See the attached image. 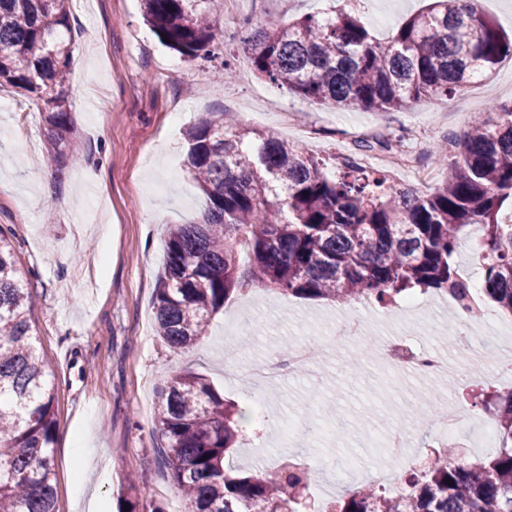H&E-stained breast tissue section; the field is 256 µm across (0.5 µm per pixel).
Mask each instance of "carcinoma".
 Returning a JSON list of instances; mask_svg holds the SVG:
<instances>
[{"instance_id": "1", "label": "carcinoma", "mask_w": 512, "mask_h": 512, "mask_svg": "<svg viewBox=\"0 0 512 512\" xmlns=\"http://www.w3.org/2000/svg\"><path fill=\"white\" fill-rule=\"evenodd\" d=\"M70 0H0V85L25 97L46 124V157L67 163L73 59ZM224 0H142V16L167 47L189 60L223 58ZM256 74L300 98L335 108L404 112L425 98L461 94L512 57V36L476 5L432 0L379 41L354 9L305 14L288 25L252 27ZM497 119L476 117L450 157L434 162L448 179L429 195L392 183L348 158L332 178L300 144L219 117L185 131L187 163L206 199L202 224H176L154 293L156 333L175 350L194 347L233 295L256 288L341 305L382 309L416 291L469 307L471 286L453 260L460 235L482 227L476 254L482 297L512 316V103ZM14 234L0 227V512H58V429L51 372L40 357L30 272L15 259ZM500 438L490 460L448 461L439 452L402 476L406 495L369 484L329 512H512V391L482 398ZM251 414L191 371L164 380L155 430L172 480L191 512H299L308 470L237 474L226 466ZM453 480L449 486L447 480ZM128 487V512H164Z\"/></svg>"}]
</instances>
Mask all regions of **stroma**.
I'll return each instance as SVG.
<instances>
[{
	"instance_id": "35a3bbf8",
	"label": "stroma",
	"mask_w": 512,
	"mask_h": 512,
	"mask_svg": "<svg viewBox=\"0 0 512 512\" xmlns=\"http://www.w3.org/2000/svg\"><path fill=\"white\" fill-rule=\"evenodd\" d=\"M427 2L363 0L360 12L384 40ZM330 6L331 0H241L229 7L219 21L235 72L221 77L210 64L165 46L143 21L140 0H86L84 10L71 13L74 130L66 168L44 162L40 114H33L26 138L15 134L13 113H0V225L16 236L21 269L36 272L31 320L55 392L59 512H86L93 499L105 512H122L130 481L141 501L185 512L154 432L164 375L192 371L231 402L262 403L264 416L248 429L236 465L273 469L292 452L307 459L316 496L336 499L363 486L361 466L400 474L424 462L435 443L431 430L416 426L422 398L436 404L450 395L471 398V374L488 368V358L456 352L447 373L433 381L384 372L376 348L404 328H411L415 345L448 350V329L461 314L432 291L416 294L414 310L385 311L257 289L226 302L192 350H173L155 333L153 297L165 236L173 225L198 223L206 208L187 169L188 126L229 112L247 127L303 142L312 156L339 165L352 154V133L367 129L395 148L417 151L419 165L429 167L435 143L460 139L474 113L512 101V60L506 58L466 93L427 99L405 112L336 110L279 87L275 94L294 125L278 128L255 93L262 80L242 78L251 65L240 22L285 24ZM348 312L363 319L367 344L329 350L303 376L259 378L256 369L269 354L329 335ZM486 312L493 328L475 329L474 344L512 362V317L491 305ZM290 422L300 433L287 451L279 430ZM396 424L412 429V460L392 457L383 446V433ZM78 440L92 456L77 497L70 450Z\"/></svg>"
}]
</instances>
